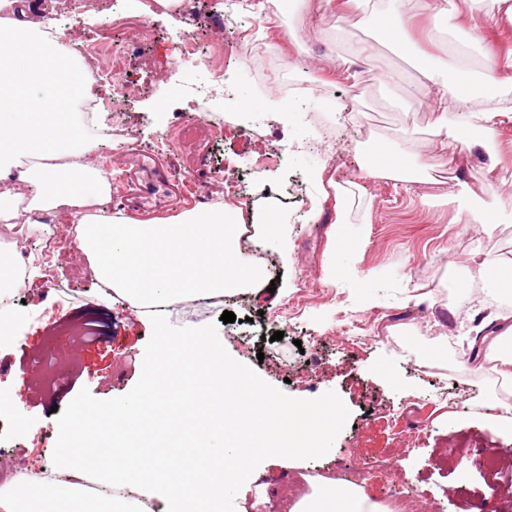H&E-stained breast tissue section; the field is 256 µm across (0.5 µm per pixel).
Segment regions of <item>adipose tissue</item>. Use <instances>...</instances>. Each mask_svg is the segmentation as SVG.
<instances>
[{
  "mask_svg": "<svg viewBox=\"0 0 512 512\" xmlns=\"http://www.w3.org/2000/svg\"><path fill=\"white\" fill-rule=\"evenodd\" d=\"M16 0H0V221L31 223L39 211L68 210L77 218L79 248L96 277L136 310H149L155 321L158 353L155 369L176 368L174 378L149 380L139 393L106 411L76 408L62 431L55 461V479L38 475L19 478L0 491V512H152L144 502L154 488L162 512H250L240 484L251 472L257 447L289 446L304 453H327L330 436L309 446L313 422L336 425L341 412L332 403L313 410L290 406L272 397L236 364L226 362L221 345L205 335L170 338L164 314L179 299L217 298L263 282V267L239 250L246 226L238 210L221 205L182 214L174 221L136 224L120 215H93L88 208L108 192V183L94 166L62 163L79 137L72 119L76 100L87 85L75 61L74 42L52 34L28 19L5 16ZM439 114L438 142L461 140L475 131L492 164H499V125L512 122V104L484 107L482 94L467 74L449 79L444 65L431 64L427 74ZM429 166L421 157L406 158L379 144L364 158L365 179H422ZM36 192L21 201L19 186ZM458 218L492 231L496 214L473 188L456 195ZM177 413H170V406ZM164 410L168 441L140 458L130 479L112 476V467L126 464L131 449L143 447L149 434L144 421L150 410ZM194 447L219 442L222 451L199 465L183 456V436ZM93 449L98 478L111 482V492L88 487L87 467L73 449ZM312 490L293 501L289 512H385L360 487L331 479H311Z\"/></svg>",
  "mask_w": 512,
  "mask_h": 512,
  "instance_id": "1",
  "label": "adipose tissue"
}]
</instances>
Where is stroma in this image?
Segmentation results:
<instances>
[{"instance_id": "35a3bbf8", "label": "stroma", "mask_w": 512, "mask_h": 512, "mask_svg": "<svg viewBox=\"0 0 512 512\" xmlns=\"http://www.w3.org/2000/svg\"><path fill=\"white\" fill-rule=\"evenodd\" d=\"M40 2L33 20L59 15L66 37L82 50L98 42L105 22L113 24L110 43L118 51L99 60L108 80L97 94L111 98L129 81L140 92L120 109L102 108L100 129L126 130L134 149L167 162L176 182L220 196L225 179L240 181L254 220L272 212L283 226V252L265 256L274 291L183 299L165 321L169 336L202 332L221 342L225 360L280 400L308 407L331 402L341 411L329 455L286 461L256 452L251 467L270 488L263 495L258 482L243 480L255 512H285L286 498L302 490L299 475L342 470L363 473V487L389 512H512V426L500 421L501 394L512 393V378L488 345L472 347L489 313L500 316L497 333L512 327V295L488 290L489 273L471 260L477 252L512 260V122L498 128L503 161L492 172L477 145L450 141L439 148L443 164L427 180L363 181L351 188L342 213L316 179L322 173L351 183L379 140L426 155L438 118L429 105L427 61H446L452 75L466 69L480 76L493 56L512 50V22L480 18L479 0H460L457 13L438 18L424 0H407L402 53L376 39L375 14L354 0H335L326 12L321 0L298 6L255 0L233 26L225 15L235 10L234 0H181L177 8L156 9L135 37L114 21L135 15L136 0H93L73 17L60 15L58 0ZM254 31L277 66L308 80L317 95H284L262 80L239 49ZM189 35L233 78L204 110L254 124L255 141L230 136L166 146L168 132L201 126L186 87L204 83L208 72L181 64L177 44ZM446 41L462 45L464 56L444 57ZM246 95L260 101L259 116L246 114ZM283 104L289 115L280 113ZM97 144L87 160L107 167L109 181L97 208L131 217L124 171L112 163L117 143L103 137ZM462 182L501 188L492 233L458 223L450 196ZM338 218L362 244L350 279L332 273ZM71 226L68 218L20 228L0 222V243L25 254L33 268L13 292L15 339L0 347L3 471L49 469L74 408L104 410L140 392L157 356L153 321L115 293H103L79 249L44 262L46 240L65 237ZM478 283L484 293H474ZM296 293L305 296L301 310L279 318L280 306ZM226 311L236 322L223 323ZM352 319L359 325L355 342L345 329ZM277 331L285 339H274ZM490 453L507 461V469L488 470Z\"/></svg>"}]
</instances>
